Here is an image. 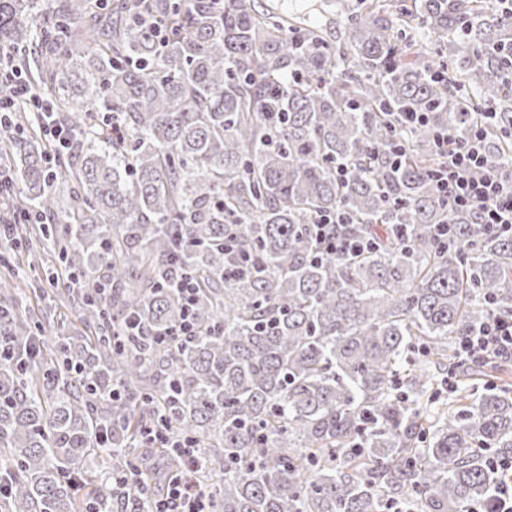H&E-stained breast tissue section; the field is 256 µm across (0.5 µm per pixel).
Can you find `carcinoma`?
<instances>
[{"mask_svg": "<svg viewBox=\"0 0 512 512\" xmlns=\"http://www.w3.org/2000/svg\"><path fill=\"white\" fill-rule=\"evenodd\" d=\"M329 1L312 20L257 0H0V93L14 74L48 89L71 130L54 154L16 104L0 252L43 257L48 307L89 332L34 320L18 283L0 302V512L126 508L112 475L182 464L151 430L199 448L213 512L487 497L512 385L485 378L512 365L459 367L452 348L487 298L512 314V237L445 204L432 143L494 112L485 149L512 157V0ZM339 212L377 247L317 260L314 225ZM189 275L196 332L176 336Z\"/></svg>", "mask_w": 512, "mask_h": 512, "instance_id": "obj_1", "label": "carcinoma"}]
</instances>
